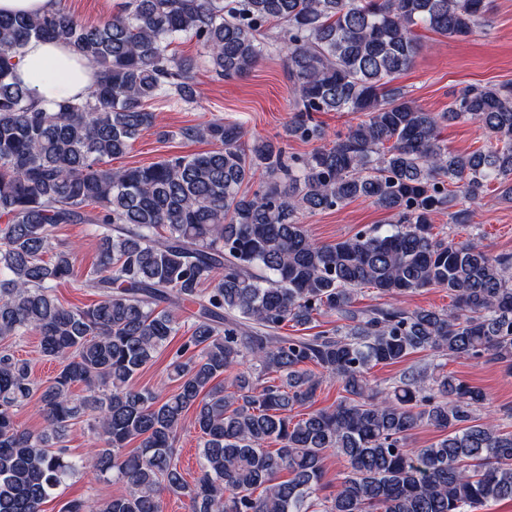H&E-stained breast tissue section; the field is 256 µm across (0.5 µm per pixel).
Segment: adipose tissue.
I'll use <instances>...</instances> for the list:
<instances>
[{"instance_id":"1","label":"adipose tissue","mask_w":512,"mask_h":512,"mask_svg":"<svg viewBox=\"0 0 512 512\" xmlns=\"http://www.w3.org/2000/svg\"><path fill=\"white\" fill-rule=\"evenodd\" d=\"M13 76L46 109L83 99L96 80L93 69L64 43L30 39L21 49Z\"/></svg>"}]
</instances>
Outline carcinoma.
Returning a JSON list of instances; mask_svg holds the SVG:
<instances>
[{"instance_id": "obj_1", "label": "carcinoma", "mask_w": 512, "mask_h": 512, "mask_svg": "<svg viewBox=\"0 0 512 512\" xmlns=\"http://www.w3.org/2000/svg\"><path fill=\"white\" fill-rule=\"evenodd\" d=\"M488 9L489 0H124L95 25L61 6L0 14V340L35 332L59 365L42 382L0 348V512H43L85 471L128 491L67 500L62 512H165L167 493L184 512H471L512 500V430L480 418L485 392L445 370L450 359L487 357L512 373V254L432 224L493 184L512 202V86L467 88L442 113L389 86L422 50L417 29L466 37ZM274 23L292 84L288 136L325 139L315 112L359 114L357 124L303 156L269 139L246 143L240 123L187 125L176 135L212 149L112 167L153 127V101L196 100L197 63L173 44L194 40L210 72L241 78L272 48L264 35ZM31 37L61 41L95 69L85 99L47 110L12 79ZM449 120L477 124L485 145L448 150L438 129ZM361 197L395 223L323 244L299 221ZM61 224H85L101 242L90 267L53 243ZM61 284L99 300L66 307ZM366 286L389 301L356 307ZM424 288L448 290L452 307L400 306ZM325 315L338 324L281 333ZM184 327L167 366L174 389L137 385ZM421 352L432 361L371 385L376 366ZM330 380L344 392L335 407L290 414ZM31 403L37 433L15 422ZM81 418L95 445L76 454L67 435ZM423 424L442 437L413 448ZM189 427L200 448L191 484L176 462ZM330 453L348 471L326 495Z\"/></svg>"}]
</instances>
